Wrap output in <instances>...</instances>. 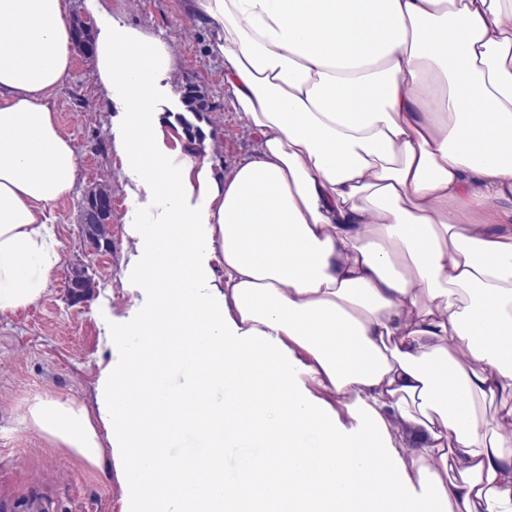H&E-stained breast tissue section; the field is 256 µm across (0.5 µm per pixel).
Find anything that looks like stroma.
<instances>
[{
    "label": "stroma",
    "instance_id": "1",
    "mask_svg": "<svg viewBox=\"0 0 512 512\" xmlns=\"http://www.w3.org/2000/svg\"><path fill=\"white\" fill-rule=\"evenodd\" d=\"M112 11L122 24L162 37L171 47L177 70L158 111H181L179 87L185 81L204 88L210 110L195 156L212 155L227 170L252 155L256 140L231 105L224 62L210 49L206 25L184 11L182 0H112ZM51 105L75 146L78 181L53 206L60 262L45 294L32 306L0 315V512H122L126 492L111 458L90 465L49 444L25 421L38 397L95 408L101 372L120 353L118 337L156 332L148 317L156 289L132 265L126 231L141 201L131 193L124 160L112 143L111 114L91 54L75 49ZM100 183L112 190L108 249L93 245L81 229L79 202ZM74 266L85 267L95 287L73 303L67 280Z\"/></svg>",
    "mask_w": 512,
    "mask_h": 512
}]
</instances>
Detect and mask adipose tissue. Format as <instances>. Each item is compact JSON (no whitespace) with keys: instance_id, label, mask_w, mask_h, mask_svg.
Segmentation results:
<instances>
[{"instance_id":"obj_1","label":"adipose tissue","mask_w":512,"mask_h":512,"mask_svg":"<svg viewBox=\"0 0 512 512\" xmlns=\"http://www.w3.org/2000/svg\"><path fill=\"white\" fill-rule=\"evenodd\" d=\"M85 6L113 144L165 201L127 226L179 283L150 312L165 402L116 419L120 359L96 412L40 398L30 428L110 455L126 512H512V0H185L258 142L227 172L149 115L166 42ZM72 57L65 0H0L1 315L59 262L78 157L50 99ZM162 442L192 453L143 471ZM228 447L232 482L201 498Z\"/></svg>"}]
</instances>
